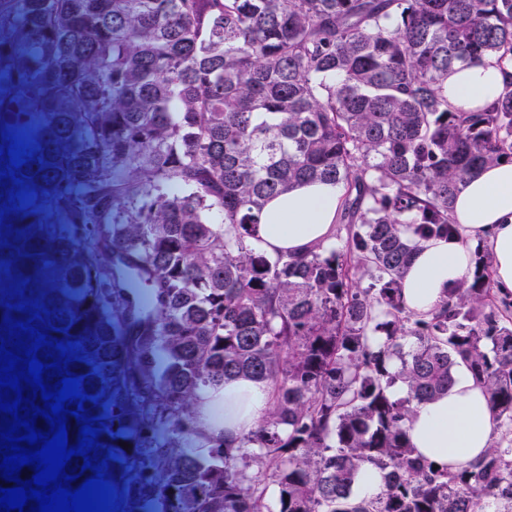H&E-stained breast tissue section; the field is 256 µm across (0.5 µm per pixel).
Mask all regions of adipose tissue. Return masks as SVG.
<instances>
[{"mask_svg":"<svg viewBox=\"0 0 512 512\" xmlns=\"http://www.w3.org/2000/svg\"><path fill=\"white\" fill-rule=\"evenodd\" d=\"M512 83V54L455 67L448 74L449 104L473 112L496 101ZM344 203V189L332 183H309L271 199L258 226L262 248L302 256L330 242ZM461 238L429 240L414 253L402 279L406 305L425 314L457 288L473 266L471 240L488 237L494 279L512 292V161L477 169L466 180L453 205ZM271 402L267 383L238 378L208 389L198 408L205 437L227 444L254 428ZM496 427L485 389L466 366H458L448 391L421 404L407 424L411 444L440 467L460 466L480 457Z\"/></svg>","mask_w":512,"mask_h":512,"instance_id":"adipose-tissue-1","label":"adipose tissue"}]
</instances>
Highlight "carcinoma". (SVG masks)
I'll return each mask as SVG.
<instances>
[{"mask_svg":"<svg viewBox=\"0 0 512 512\" xmlns=\"http://www.w3.org/2000/svg\"><path fill=\"white\" fill-rule=\"evenodd\" d=\"M511 53L512 0H0V117L33 149L25 203L0 180V323L37 301L80 346L121 512H512V444L436 469L406 429L463 362L512 432L491 262L427 314L401 288L460 239L465 178L512 158V86L457 112L448 71ZM307 182L343 186L345 236L268 256V200ZM240 376L271 407L200 453L201 394Z\"/></svg>","mask_w":512,"mask_h":512,"instance_id":"1","label":"carcinoma"}]
</instances>
